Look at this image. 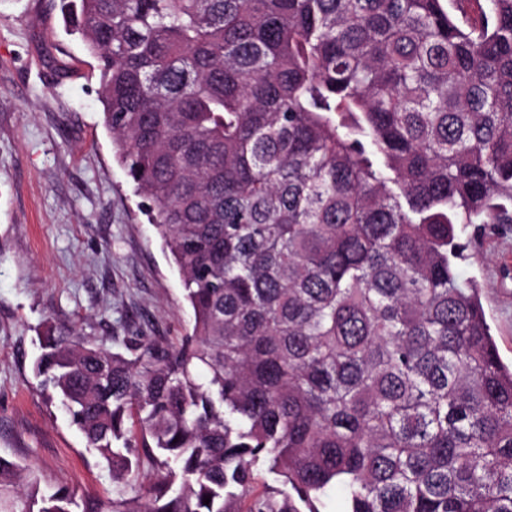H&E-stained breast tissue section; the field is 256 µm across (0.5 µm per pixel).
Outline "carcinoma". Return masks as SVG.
I'll return each instance as SVG.
<instances>
[{
    "mask_svg": "<svg viewBox=\"0 0 512 512\" xmlns=\"http://www.w3.org/2000/svg\"><path fill=\"white\" fill-rule=\"evenodd\" d=\"M58 9L194 314L37 337L110 512H512V366L458 278L460 227L512 224V0ZM0 512L103 510L0 457Z\"/></svg>",
    "mask_w": 512,
    "mask_h": 512,
    "instance_id": "obj_1",
    "label": "carcinoma"
}]
</instances>
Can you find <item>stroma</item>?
I'll use <instances>...</instances> for the list:
<instances>
[{"label": "stroma", "mask_w": 512, "mask_h": 512, "mask_svg": "<svg viewBox=\"0 0 512 512\" xmlns=\"http://www.w3.org/2000/svg\"><path fill=\"white\" fill-rule=\"evenodd\" d=\"M99 84L56 0H0V456L101 503L112 478L33 371L36 337L66 325L119 349L179 343L193 312L103 122ZM476 283L512 361V224H471Z\"/></svg>", "instance_id": "obj_1"}]
</instances>
